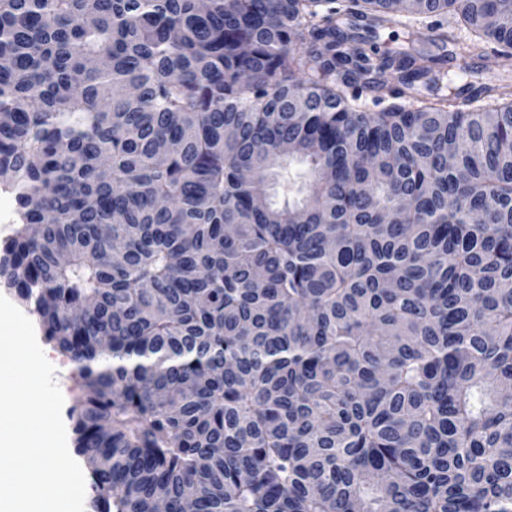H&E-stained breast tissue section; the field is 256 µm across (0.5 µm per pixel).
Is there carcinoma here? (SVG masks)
Segmentation results:
<instances>
[{
  "label": "carcinoma",
  "mask_w": 512,
  "mask_h": 512,
  "mask_svg": "<svg viewBox=\"0 0 512 512\" xmlns=\"http://www.w3.org/2000/svg\"><path fill=\"white\" fill-rule=\"evenodd\" d=\"M490 42L512 0H0V285L98 512H512ZM511 66L512 60H506L497 56L496 54L489 52L484 59L468 60L467 65H463L461 61H453L447 64L448 78L453 81L451 87H459L464 84L462 69L470 71H484V70H506ZM0 295L5 296L16 307H18L33 323L38 342L45 352L48 360L53 364L56 369L54 377L64 395V406L62 410L63 420L67 431L68 449L71 456L80 464L85 475V500L84 512H94V499L96 492L93 488V480L91 470L86 462L79 457L74 448V434L72 420L70 418V411L74 404V398L80 393H84V381L79 376L72 362L55 346L53 342H48L44 339L40 329L38 317L33 312H30L29 307L21 304L18 299L6 288H0Z\"/></svg>",
  "instance_id": "1"
}]
</instances>
